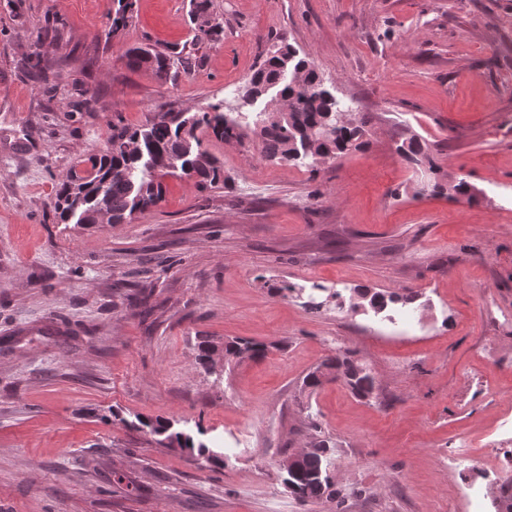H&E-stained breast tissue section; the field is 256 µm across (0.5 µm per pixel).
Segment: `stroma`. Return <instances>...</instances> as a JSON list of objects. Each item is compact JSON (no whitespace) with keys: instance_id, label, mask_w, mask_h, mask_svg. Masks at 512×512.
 Listing matches in <instances>:
<instances>
[{"instance_id":"1","label":"stroma","mask_w":512,"mask_h":512,"mask_svg":"<svg viewBox=\"0 0 512 512\" xmlns=\"http://www.w3.org/2000/svg\"><path fill=\"white\" fill-rule=\"evenodd\" d=\"M116 5L0 0V512H471L474 484L494 512L512 478V0H211L223 32L202 41L191 0H134L113 39ZM282 41L366 115L362 150L314 173L253 136L207 138L226 186L168 176L126 223H58L59 176L114 123L228 103ZM145 44L188 68H129ZM67 51L41 82L35 57ZM411 136L432 165L397 153ZM461 179L476 199L425 189ZM315 284L415 293L413 318L311 310ZM203 336L275 348L216 376ZM339 353L371 397L304 388ZM137 415L202 426L223 467L124 426ZM316 435L337 505L282 484ZM463 439L484 443L480 467L457 459Z\"/></svg>"}]
</instances>
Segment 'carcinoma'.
I'll return each instance as SVG.
<instances>
[{
  "instance_id": "cac0c4a2",
  "label": "carcinoma",
  "mask_w": 512,
  "mask_h": 512,
  "mask_svg": "<svg viewBox=\"0 0 512 512\" xmlns=\"http://www.w3.org/2000/svg\"><path fill=\"white\" fill-rule=\"evenodd\" d=\"M118 9L112 17L109 35L117 37L129 19L133 0H117ZM128 67L146 68L160 79L183 63L182 52L157 51L150 47H133L125 52ZM269 85L277 86L287 102L285 112H254L253 102L264 95ZM351 108L338 99L324 84L319 73L290 44H276L267 53L250 77L233 96L232 108L224 111L211 105L195 112H155L139 126L112 125V135L105 147L86 155L78 166L59 178L53 209L60 223L90 226L98 223L101 214L112 224H123L136 213L158 205L164 195L163 178L167 175L193 177L199 186L213 188L224 184V164L204 146L202 136L220 142L243 143L247 132L261 140L265 158L284 164L318 167L340 158L364 145L366 122L339 124L338 117ZM428 145L416 137L406 138L397 151L408 159L432 163ZM437 192L448 191V197L473 198V187L464 180L456 184L433 185ZM413 293L398 294L370 288L351 290L349 305L359 301L374 314L405 308L416 301ZM269 351L265 343L236 339L224 343V360L262 358ZM335 377L342 379L360 398H368L374 390V377L366 368L346 357H334L324 363ZM116 419L129 428L156 438V443L180 453L224 465V456L184 431L175 429L174 418L135 417L129 421L120 413L102 416ZM328 441L315 438L303 456L296 472L285 473L283 483L298 500H329L338 498L328 473Z\"/></svg>"
}]
</instances>
